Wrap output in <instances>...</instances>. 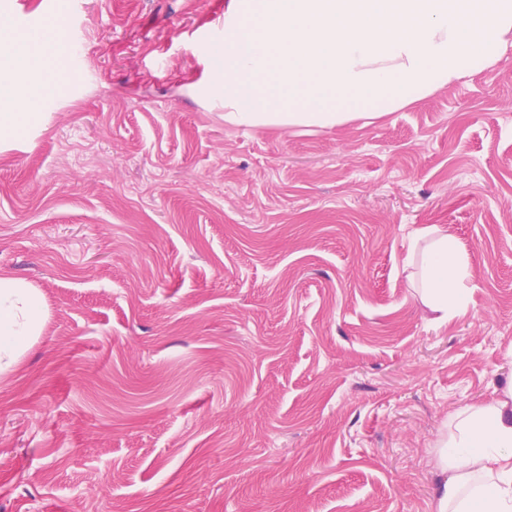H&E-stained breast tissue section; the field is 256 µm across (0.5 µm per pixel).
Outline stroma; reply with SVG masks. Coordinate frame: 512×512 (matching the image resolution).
I'll return each instance as SVG.
<instances>
[{
	"mask_svg": "<svg viewBox=\"0 0 512 512\" xmlns=\"http://www.w3.org/2000/svg\"><path fill=\"white\" fill-rule=\"evenodd\" d=\"M225 0H62L77 38L0 133V275L43 297L0 374V512H437L450 416L512 381V41L405 107L225 122ZM470 258L437 324L403 262ZM42 92V87L23 86L18 88V107L12 111H0V132L23 131L37 122L41 113L36 112V107Z\"/></svg>",
	"mask_w": 512,
	"mask_h": 512,
	"instance_id": "1",
	"label": "stroma"
}]
</instances>
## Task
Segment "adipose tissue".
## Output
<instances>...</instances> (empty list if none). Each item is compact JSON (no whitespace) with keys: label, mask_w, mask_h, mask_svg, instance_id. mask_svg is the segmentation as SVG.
<instances>
[{"label":"adipose tissue","mask_w":512,"mask_h":512,"mask_svg":"<svg viewBox=\"0 0 512 512\" xmlns=\"http://www.w3.org/2000/svg\"><path fill=\"white\" fill-rule=\"evenodd\" d=\"M42 90H17L18 106L0 111V132L25 130L40 118ZM416 286L424 306L445 321L468 304L472 272L457 242L441 229L422 230ZM44 320L40 294L23 281L0 276V371L9 369L39 336ZM439 512H512V386L502 399L473 405L452 418L439 442Z\"/></svg>","instance_id":"ef3b65f1"}]
</instances>
